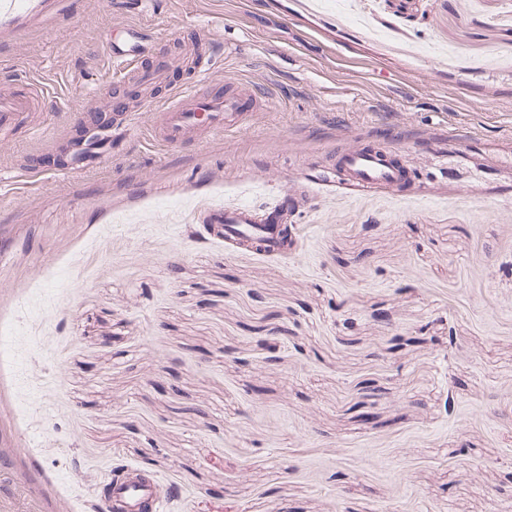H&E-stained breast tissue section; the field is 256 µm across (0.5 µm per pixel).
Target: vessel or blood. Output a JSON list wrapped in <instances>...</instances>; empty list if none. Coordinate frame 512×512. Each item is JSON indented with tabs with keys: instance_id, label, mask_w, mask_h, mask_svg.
<instances>
[{
	"instance_id": "1",
	"label": "vessel or blood",
	"mask_w": 512,
	"mask_h": 512,
	"mask_svg": "<svg viewBox=\"0 0 512 512\" xmlns=\"http://www.w3.org/2000/svg\"><path fill=\"white\" fill-rule=\"evenodd\" d=\"M216 43L209 34H201L183 45L177 57L158 47L140 52L137 46L110 44L109 51L123 66V74L133 91L152 96L159 86H167L173 65L190 69L192 82L167 86L165 98H154V109L147 119L151 140L160 146H176L188 135L203 138L218 136L239 127L258 100L233 87L208 92V81ZM45 91L34 82H26L22 91L0 94V131H33V113L42 111ZM134 120L132 109L124 101L113 100L112 123L92 130L93 153L110 146L126 132ZM334 170L361 190L380 185L405 189L413 172L403 154L390 152L375 144L361 145L337 153ZM216 223L226 240L256 253L278 254L288 247L291 227L283 221L282 210L256 212L241 210L233 216L217 215ZM103 512H158L164 491L153 474L143 467L127 469L103 480Z\"/></svg>"
}]
</instances>
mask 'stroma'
<instances>
[{
    "instance_id": "obj_1",
    "label": "stroma",
    "mask_w": 512,
    "mask_h": 512,
    "mask_svg": "<svg viewBox=\"0 0 512 512\" xmlns=\"http://www.w3.org/2000/svg\"><path fill=\"white\" fill-rule=\"evenodd\" d=\"M0 28V89L44 123L0 140V512H101L146 465L162 512H512V0H82ZM137 26L211 31L213 87L266 110L163 147L143 105L63 174L76 117ZM404 152L354 191L337 149ZM295 246L237 250L217 211L275 208Z\"/></svg>"
}]
</instances>
